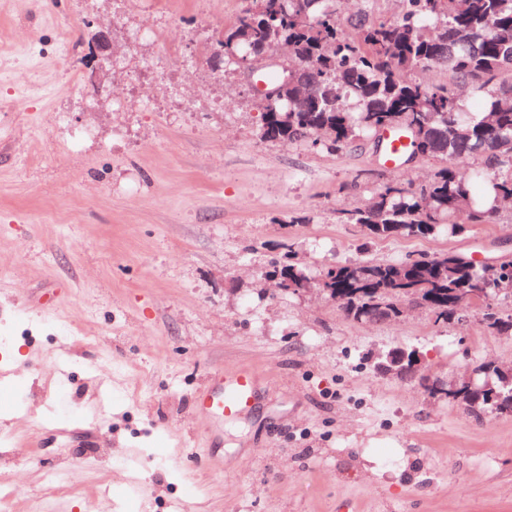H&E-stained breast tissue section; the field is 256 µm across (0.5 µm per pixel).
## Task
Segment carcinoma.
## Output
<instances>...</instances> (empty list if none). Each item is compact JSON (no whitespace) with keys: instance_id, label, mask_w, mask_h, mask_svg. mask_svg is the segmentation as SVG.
Returning a JSON list of instances; mask_svg holds the SVG:
<instances>
[{"instance_id":"carcinoma-1","label":"carcinoma","mask_w":512,"mask_h":512,"mask_svg":"<svg viewBox=\"0 0 512 512\" xmlns=\"http://www.w3.org/2000/svg\"><path fill=\"white\" fill-rule=\"evenodd\" d=\"M342 0H243L233 25L224 29V59H252L270 43H288L299 66L288 73L309 88L299 98L259 108L258 136L267 142L306 141L330 152L392 124L406 130L403 164L417 155L444 160L426 183L388 184L365 205L344 214L369 239L426 238L442 225L460 233L467 224H489L512 202V0H400L393 18L341 19ZM442 67L481 106L468 110L454 89L413 82L412 70ZM478 160L469 179L457 161ZM296 293L334 288L345 316L398 317L405 299L430 302L436 320L452 319V293L481 287L480 322L512 328L492 300L512 290V263L493 271L473 269L455 253L423 255L405 262L364 260L328 268L313 283L288 252L271 261ZM464 408L479 416H512V405L481 399Z\"/></svg>"}]
</instances>
